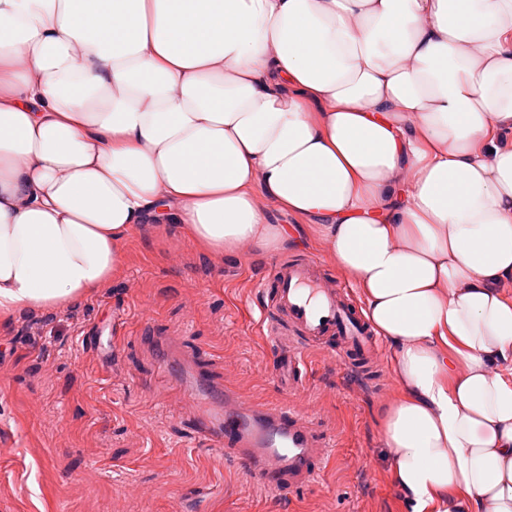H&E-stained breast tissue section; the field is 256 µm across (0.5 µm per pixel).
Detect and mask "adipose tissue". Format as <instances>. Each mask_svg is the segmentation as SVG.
Here are the masks:
<instances>
[{
	"label": "adipose tissue",
	"mask_w": 512,
	"mask_h": 512,
	"mask_svg": "<svg viewBox=\"0 0 512 512\" xmlns=\"http://www.w3.org/2000/svg\"><path fill=\"white\" fill-rule=\"evenodd\" d=\"M273 208L393 351L412 512H512V0H0V322L155 224L298 244Z\"/></svg>",
	"instance_id": "adipose-tissue-1"
}]
</instances>
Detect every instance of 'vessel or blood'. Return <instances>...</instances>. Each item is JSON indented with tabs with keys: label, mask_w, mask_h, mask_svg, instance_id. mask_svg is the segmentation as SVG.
<instances>
[{
	"label": "vessel or blood",
	"mask_w": 512,
	"mask_h": 512,
	"mask_svg": "<svg viewBox=\"0 0 512 512\" xmlns=\"http://www.w3.org/2000/svg\"><path fill=\"white\" fill-rule=\"evenodd\" d=\"M262 326L275 351L274 369L289 390L303 385L308 348L339 358L373 357L375 338L347 290L327 285L314 258L276 262L263 285ZM198 433L230 451L265 488L293 490L316 480L329 453L292 407L248 403L232 389L201 395L187 386Z\"/></svg>",
	"instance_id": "b4317fda"
}]
</instances>
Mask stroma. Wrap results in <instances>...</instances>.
Here are the masks:
<instances>
[{"label":"stroma","instance_id":"35a3bbf8","mask_svg":"<svg viewBox=\"0 0 512 512\" xmlns=\"http://www.w3.org/2000/svg\"><path fill=\"white\" fill-rule=\"evenodd\" d=\"M123 248L122 273L78 306L0 325V512H411L383 446L387 345L362 374L307 351L289 394L257 327L273 257L205 256L177 224ZM202 351L206 386L307 417L332 449L315 483L264 489L197 433L179 382Z\"/></svg>","mask_w":512,"mask_h":512}]
</instances>
